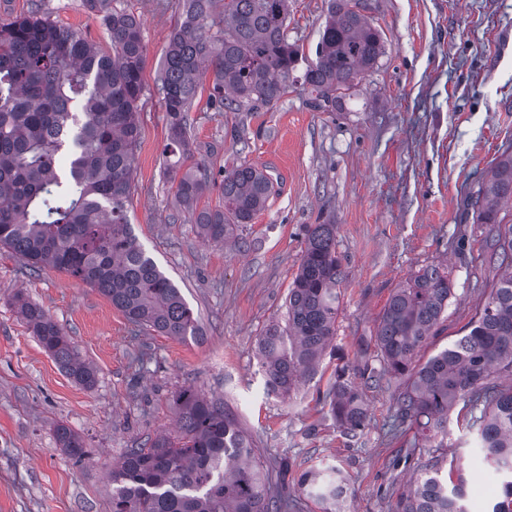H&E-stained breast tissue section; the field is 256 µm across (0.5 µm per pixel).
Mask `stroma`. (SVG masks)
<instances>
[{
    "label": "stroma",
    "mask_w": 512,
    "mask_h": 512,
    "mask_svg": "<svg viewBox=\"0 0 512 512\" xmlns=\"http://www.w3.org/2000/svg\"><path fill=\"white\" fill-rule=\"evenodd\" d=\"M141 23L146 46L141 135L127 215L138 244L179 288L198 324L174 339L134 325L96 289L67 273H33L0 248V512H112L110 474L127 449L176 429L175 395L221 400L253 437L262 462L287 465L275 492L292 512H320L299 488L302 473L336 467L349 494L343 512H388L429 461L399 457L413 432L392 429L403 383L362 377L394 289L430 265L447 267L453 295L425 361L464 336L500 269L469 201L492 161L512 147V0H360L383 53L340 108L316 110L301 83L315 59L328 0H290L288 41L301 54L296 81L273 106L218 112L203 83L191 117L196 159L210 172L203 204H222L225 168H263L274 191L226 244L205 241L187 220L165 172L168 118L157 92L182 0H110ZM37 13L110 49L105 12L92 0H0V22ZM247 148H240V140ZM311 224L336 227L345 272L336 339L315 375L288 397L270 395L257 342L286 319L288 289ZM41 305L97 371L73 382L33 336L15 294ZM364 395L362 431L347 433L324 400L338 368ZM67 425L87 450L75 460L54 428ZM442 472L462 467L468 512L501 494L463 426L450 423Z\"/></svg>",
    "instance_id": "1"
}]
</instances>
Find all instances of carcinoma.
Listing matches in <instances>:
<instances>
[{
	"label": "carcinoma",
	"mask_w": 512,
	"mask_h": 512,
	"mask_svg": "<svg viewBox=\"0 0 512 512\" xmlns=\"http://www.w3.org/2000/svg\"><path fill=\"white\" fill-rule=\"evenodd\" d=\"M215 0H183L158 85L168 116L167 151L175 196L188 222L214 242L232 238L265 207L273 182L241 163L224 174V205H200L209 172L194 160L189 112L211 67L210 103L220 112H249L276 104L288 91L299 49L288 42L289 0H224V27L211 13ZM112 52L36 15L0 22V246L32 272L51 266L98 290L134 324L173 338L192 336L193 312L178 288L145 256L132 233L127 203L133 194L140 138L145 46L135 17H108ZM379 31L350 0H330L315 61L304 73L311 106L342 105L354 82L382 54ZM512 203V152L492 164L474 203V219L488 226L493 256L504 269L476 313L469 333L425 362L414 354L442 320L452 296L448 269H420L392 293L376 330L378 364L363 374L378 383L403 380L394 426L416 429L410 452L448 447V421L458 401L467 411L488 467L502 477L504 499L491 512H512V225L498 215ZM343 271L336 256V225L307 226L305 249L288 293L285 325L259 339L268 391L286 397L315 372L336 335ZM19 313L66 374L85 387L97 373L81 361L70 339L38 304L15 295ZM178 434L147 448H130L112 469V512H282L274 477L252 437L224 405L191 390L176 399ZM329 408L349 433L365 426L366 408L345 370L336 372ZM56 440L72 458L85 457L69 427ZM306 495L333 512L347 492L336 468L301 475ZM465 479L448 486L440 469L417 478L392 512H466Z\"/></svg>",
	"instance_id": "obj_1"
}]
</instances>
